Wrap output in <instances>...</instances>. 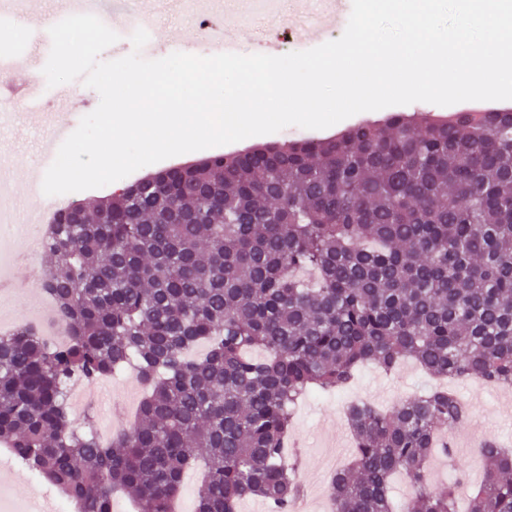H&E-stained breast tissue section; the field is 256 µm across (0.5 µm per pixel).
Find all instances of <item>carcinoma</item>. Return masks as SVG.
<instances>
[{
	"label": "carcinoma",
	"instance_id": "carcinoma-1",
	"mask_svg": "<svg viewBox=\"0 0 512 512\" xmlns=\"http://www.w3.org/2000/svg\"><path fill=\"white\" fill-rule=\"evenodd\" d=\"M42 290L66 340L0 334V443L73 512H173L201 469L195 512L247 498L292 512L305 494L287 450L295 408L404 360L450 381L512 388V109L394 112L336 135L266 142L147 174L53 217ZM200 343L198 357L187 351ZM127 372L135 424L101 442L69 386ZM351 462L334 512H512V448L484 440L468 480L448 429L470 407L448 388L382 411L347 406ZM452 478L438 488L431 455Z\"/></svg>",
	"mask_w": 512,
	"mask_h": 512
}]
</instances>
